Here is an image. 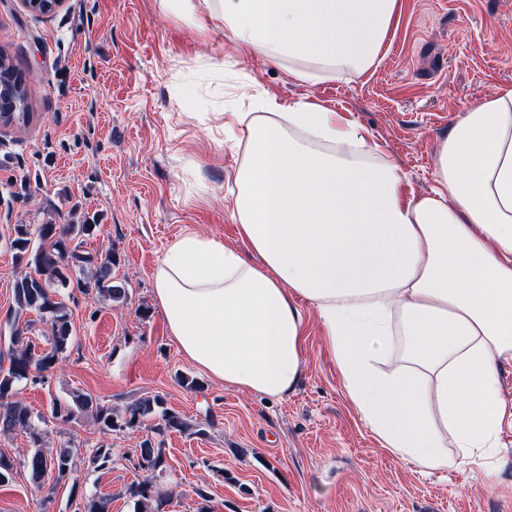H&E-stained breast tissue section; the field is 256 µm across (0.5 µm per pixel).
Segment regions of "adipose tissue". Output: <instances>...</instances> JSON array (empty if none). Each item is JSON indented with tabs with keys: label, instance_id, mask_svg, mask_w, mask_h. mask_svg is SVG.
<instances>
[{
	"label": "adipose tissue",
	"instance_id": "1",
	"mask_svg": "<svg viewBox=\"0 0 512 512\" xmlns=\"http://www.w3.org/2000/svg\"><path fill=\"white\" fill-rule=\"evenodd\" d=\"M318 83L375 69L400 0H165ZM246 129L233 217L243 248L187 231L152 272L186 359L240 391L300 379L306 300L347 397L392 455L428 472L494 447L512 365V85L467 110L437 152V186L406 193L359 128L266 98Z\"/></svg>",
	"mask_w": 512,
	"mask_h": 512
}]
</instances>
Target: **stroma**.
<instances>
[{
	"instance_id": "1",
	"label": "stroma",
	"mask_w": 512,
	"mask_h": 512,
	"mask_svg": "<svg viewBox=\"0 0 512 512\" xmlns=\"http://www.w3.org/2000/svg\"><path fill=\"white\" fill-rule=\"evenodd\" d=\"M386 56L360 76L316 85L230 40L220 20L197 29L161 0H65L49 14L0 0V49L24 74L23 121L0 124V366L13 325L36 345L48 327L18 313L10 247L17 224L100 227L80 253L113 248L128 298L60 289L73 326L46 383H19L33 414L80 389L124 414L146 397L202 427L158 433L100 430L75 413L43 424L42 448L70 452L64 479L41 484L22 467L28 434H0L14 473L0 512H81L107 496L110 512H140L139 448L151 440L165 466L154 481L164 512H512V425L497 448L446 472H426L381 445L350 405L320 325L309 320L301 382L273 399L212 380L170 336L151 273L168 244L196 230L241 247L232 217L245 132L235 113L256 98L300 99L353 121L400 167L415 194L436 186V157L464 112L512 85V0H401ZM188 376L200 386L180 382ZM112 466L95 469V449Z\"/></svg>"
}]
</instances>
